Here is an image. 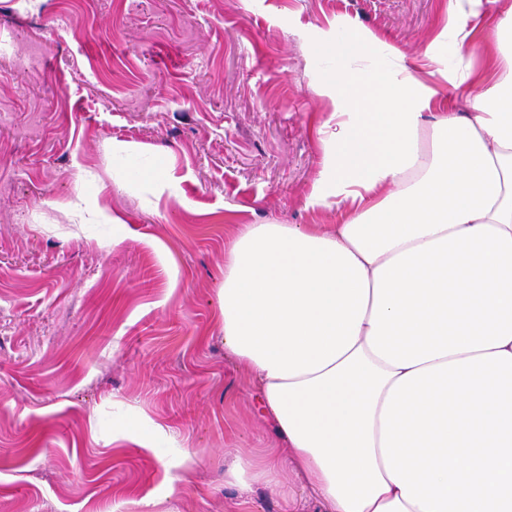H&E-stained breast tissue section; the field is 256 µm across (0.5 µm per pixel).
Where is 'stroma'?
<instances>
[{
    "label": "stroma",
    "instance_id": "1",
    "mask_svg": "<svg viewBox=\"0 0 512 512\" xmlns=\"http://www.w3.org/2000/svg\"><path fill=\"white\" fill-rule=\"evenodd\" d=\"M445 3L0 0V512H288L292 474L247 507L224 480L277 445L224 257L239 225L338 218L308 202L329 37L412 66Z\"/></svg>",
    "mask_w": 512,
    "mask_h": 512
}]
</instances>
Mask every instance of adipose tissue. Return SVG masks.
I'll list each match as a JSON object with an SVG mask.
<instances>
[{"label": "adipose tissue", "instance_id": "ef3b65f1", "mask_svg": "<svg viewBox=\"0 0 512 512\" xmlns=\"http://www.w3.org/2000/svg\"><path fill=\"white\" fill-rule=\"evenodd\" d=\"M482 6L449 0L442 31L477 68L337 41L308 198L337 223L237 231L224 349L284 446L229 464L244 499L288 471L290 512H512V0L486 36Z\"/></svg>", "mask_w": 512, "mask_h": 512}]
</instances>
